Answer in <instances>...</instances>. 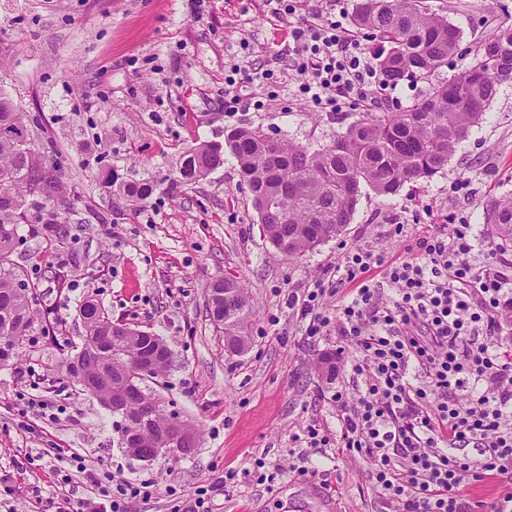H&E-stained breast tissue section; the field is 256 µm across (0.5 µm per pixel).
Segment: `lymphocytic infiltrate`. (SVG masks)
<instances>
[{"instance_id": "1", "label": "lymphocytic infiltrate", "mask_w": 512, "mask_h": 512, "mask_svg": "<svg viewBox=\"0 0 512 512\" xmlns=\"http://www.w3.org/2000/svg\"><path fill=\"white\" fill-rule=\"evenodd\" d=\"M294 39L295 71L314 102H367L377 70L343 23L312 21ZM475 240L472 225L452 224L431 228L401 262L348 251L332 274L357 288L335 320L315 310L323 279L303 300L311 334L332 323L358 349L356 396L335 395V443L373 462L387 512H512V493L490 502L460 493L489 478L512 483V350L500 343L495 317L512 294V260L474 268ZM374 268L381 282L370 279ZM384 283L397 292L393 303L380 295ZM468 446L478 457L464 455Z\"/></svg>"}]
</instances>
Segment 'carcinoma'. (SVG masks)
<instances>
[{
	"label": "carcinoma",
	"instance_id": "obj_1",
	"mask_svg": "<svg viewBox=\"0 0 512 512\" xmlns=\"http://www.w3.org/2000/svg\"><path fill=\"white\" fill-rule=\"evenodd\" d=\"M352 23L387 44L379 53L385 86L429 79L448 65L459 42L457 30L423 7L422 0H360ZM479 55L484 57L481 71L467 67L446 82H432L422 100L399 112H367L322 148L275 138L260 127L233 130L224 147L199 144L180 159V182L207 178L224 165V149H229L252 192L263 232L273 244L286 245L283 255L298 259L343 231L362 187L392 195L403 184L426 181L448 166L483 121L498 86L512 82V27L489 34ZM38 125L0 90V340L15 347L16 358L46 321L38 311V288L11 260L20 243L18 227L40 224L46 236L59 235L54 208L65 201L54 151L41 152L31 140V128ZM105 184L135 203L149 199L157 188L151 178L129 183L115 175ZM487 223L496 226L501 248L512 247V197L487 208ZM20 279L28 285L24 293L15 288ZM219 297L221 307L208 308L214 330L231 339L241 337L251 313L249 298L239 285L222 279L208 288V299ZM80 317L82 358L66 369L101 404L118 391L138 358L160 349L157 373L170 366L172 353L162 338L151 340L121 327L104 309L91 316L83 310ZM164 410L160 396L146 388L129 405V430L139 447L163 446Z\"/></svg>",
	"mask_w": 512,
	"mask_h": 512
}]
</instances>
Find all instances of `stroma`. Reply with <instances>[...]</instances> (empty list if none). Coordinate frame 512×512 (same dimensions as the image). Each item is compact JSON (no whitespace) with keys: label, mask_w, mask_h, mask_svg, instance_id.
Wrapping results in <instances>:
<instances>
[{"label":"stroma","mask_w":512,"mask_h":512,"mask_svg":"<svg viewBox=\"0 0 512 512\" xmlns=\"http://www.w3.org/2000/svg\"><path fill=\"white\" fill-rule=\"evenodd\" d=\"M357 2L294 0L288 10L281 0H0V89L38 119L35 144L53 145L70 204L58 213L60 235L20 225L12 255L57 329L0 369V512H65L90 496L91 472L148 484L149 496L121 497L123 512H189L203 489L213 512H385L371 460L306 442L313 426L335 437L333 396L353 390L357 349L331 326L309 335L301 304L348 250L400 261L435 224L473 225V263H486L500 244L486 208L512 195V84L445 170L388 197L362 189L344 231L296 261L264 236L232 155L196 184L176 171L183 152L224 143L239 127L316 148L345 133L361 107L331 112L300 92L292 32L318 16L350 25ZM424 3L460 33L439 81L475 64L480 38L512 25V0ZM237 65L260 77L228 112L224 79ZM426 89L422 80L374 84L371 109L407 107ZM108 170L158 187L131 202L103 186ZM394 223L401 235L391 234ZM218 278L243 285L252 306L238 355L207 316L206 290ZM89 296L169 345L171 368L148 385L198 428L192 457L135 459L118 445L115 416L67 374ZM326 358L328 379L318 371ZM32 396L40 407L28 406Z\"/></svg>","instance_id":"stroma-1"}]
</instances>
